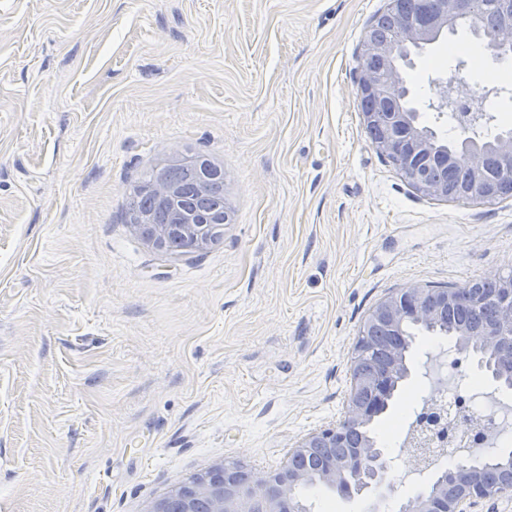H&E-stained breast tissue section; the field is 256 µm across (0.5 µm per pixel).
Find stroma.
<instances>
[{
    "label": "stroma",
    "mask_w": 512,
    "mask_h": 512,
    "mask_svg": "<svg viewBox=\"0 0 512 512\" xmlns=\"http://www.w3.org/2000/svg\"><path fill=\"white\" fill-rule=\"evenodd\" d=\"M387 0H0V512H145L220 461L271 472L339 421L373 308L415 285L512 275V197L418 193L357 96ZM460 26L403 75L422 122L436 80L471 73ZM489 133L512 130V58ZM201 157L230 220L205 250L127 222L152 169ZM454 340L419 332L374 422L394 491L429 489L396 430ZM314 512H369L308 487Z\"/></svg>",
    "instance_id": "35a3bbf8"
}]
</instances>
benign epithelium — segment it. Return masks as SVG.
<instances>
[{
  "label": "benign epithelium",
  "instance_id": "benign-epithelium-1",
  "mask_svg": "<svg viewBox=\"0 0 512 512\" xmlns=\"http://www.w3.org/2000/svg\"><path fill=\"white\" fill-rule=\"evenodd\" d=\"M491 2L499 14L490 51L512 46V0H422V18L407 17L403 0H388V11L399 25L396 42L365 35L363 57L376 58L383 65L384 78L363 68L358 81L360 103L371 110L363 113L377 151L390 158L404 179L424 196L454 202H490L512 195V133L498 134L481 145L463 140L450 149L448 142L420 122V113L409 103V90L402 76L411 49L431 44L474 11V6ZM458 82L448 77L437 83L432 107L455 110ZM448 170L440 182L429 179L428 169ZM463 167L467 181L460 183L455 172ZM217 178H200L184 184L167 173L146 186L152 206L130 212V224L147 244L170 251L176 244L186 252L206 249L216 228L228 220L227 207L200 209V203L214 196ZM503 282L496 301L500 314L496 322L482 330L456 331V363L479 353L496 366L494 377L502 381L512 376V277L492 278ZM486 299L469 288H403L382 300L364 323L351 361L353 385L348 407L341 420L308 434L292 450L287 464L275 472H247L235 462H219L202 474L176 485L154 500L148 512H303L295 498L298 485L324 484L345 497L367 489L382 502L392 493L389 464L374 443L361 442L343 455L334 452L346 447L350 426L372 422L379 408L389 405L398 385L408 376L406 351L396 347L372 374L362 372L363 357L372 350L371 327L384 324L401 332L409 323L431 324L448 318L452 311H466ZM512 495V462L508 473L491 479L482 470L455 466L442 470L430 490L401 503L399 512H473L485 500Z\"/></svg>",
  "mask_w": 512,
  "mask_h": 512
}]
</instances>
